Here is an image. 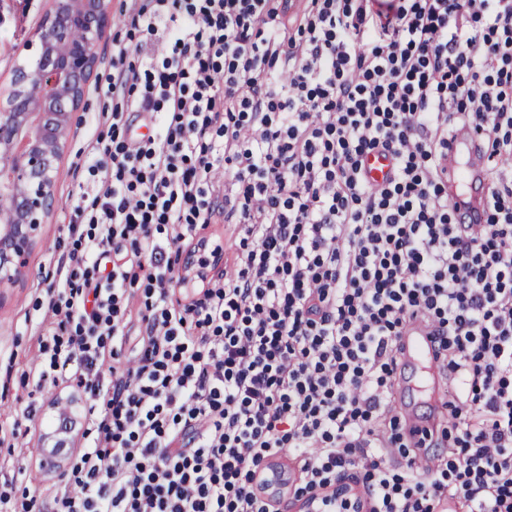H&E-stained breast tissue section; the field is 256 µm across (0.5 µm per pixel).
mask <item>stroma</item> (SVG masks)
<instances>
[{
	"label": "stroma",
	"mask_w": 512,
	"mask_h": 512,
	"mask_svg": "<svg viewBox=\"0 0 512 512\" xmlns=\"http://www.w3.org/2000/svg\"><path fill=\"white\" fill-rule=\"evenodd\" d=\"M48 7L47 0H0V86L10 81L17 47L37 39ZM97 53L94 84L88 87L83 107L76 114L75 134L57 176V209L30 254L27 277L17 284L0 287V426L8 429L13 422H20L31 441L27 448L11 449L0 444V484L12 482L20 489L60 482L70 470L73 453L85 443L82 431L68 432L66 440L71 454L57 457L53 468H39L40 449L53 448L56 442L60 408L75 407L78 399L63 388L52 389L35 403V414L24 418L30 401L22 376L35 370L37 322L41 316L38 305L68 264L67 226L74 207L81 202L79 187L87 177L84 160L105 128L100 114L112 107L111 101L95 89L112 72L111 38L100 42Z\"/></svg>",
	"instance_id": "35a3bbf8"
}]
</instances>
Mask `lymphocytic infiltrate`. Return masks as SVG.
<instances>
[{
    "instance_id": "f902f5d3",
    "label": "lymphocytic infiltrate",
    "mask_w": 512,
    "mask_h": 512,
    "mask_svg": "<svg viewBox=\"0 0 512 512\" xmlns=\"http://www.w3.org/2000/svg\"><path fill=\"white\" fill-rule=\"evenodd\" d=\"M288 2L120 11L140 40L112 44V135L34 373L88 394V444L0 512H512V178L477 230L448 199L456 130L487 170L512 157V0L381 22L371 0ZM220 219L234 253L196 235ZM414 324L451 396L419 438L396 406ZM365 168L371 183H381L390 173V158L382 153L374 152L365 159Z\"/></svg>"
}]
</instances>
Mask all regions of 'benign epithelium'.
<instances>
[{
    "label": "benign epithelium",
    "mask_w": 512,
    "mask_h": 512,
    "mask_svg": "<svg viewBox=\"0 0 512 512\" xmlns=\"http://www.w3.org/2000/svg\"><path fill=\"white\" fill-rule=\"evenodd\" d=\"M37 43H26L0 90V282H15L54 213L56 175L74 116L112 26V0H49Z\"/></svg>",
    "instance_id": "7a95c632"
}]
</instances>
